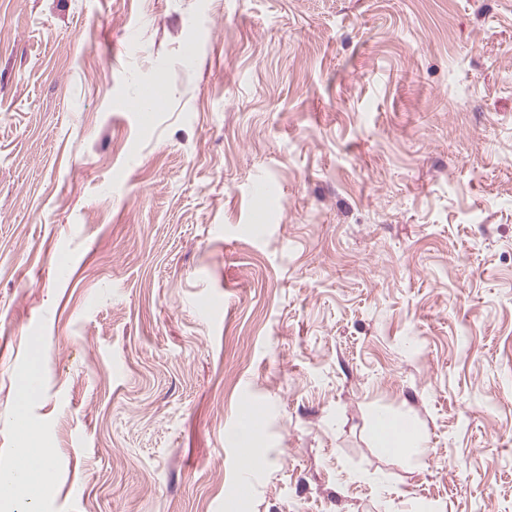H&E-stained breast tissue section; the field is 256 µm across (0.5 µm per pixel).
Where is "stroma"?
Returning <instances> with one entry per match:
<instances>
[{
  "label": "stroma",
  "mask_w": 512,
  "mask_h": 512,
  "mask_svg": "<svg viewBox=\"0 0 512 512\" xmlns=\"http://www.w3.org/2000/svg\"><path fill=\"white\" fill-rule=\"evenodd\" d=\"M25 443L38 512H512V0H0ZM371 434L375 447L383 455H397L403 445L412 441L415 447H422V439L416 434L413 426L404 420H399L387 414L377 416L371 427ZM18 456L24 462V477L19 482L10 485L1 493L5 497L13 498L20 492L26 491L32 476L39 478L40 483L48 481L52 476L50 467V453L44 448L40 454H35L33 448L16 449Z\"/></svg>",
  "instance_id": "35a3bbf8"
}]
</instances>
